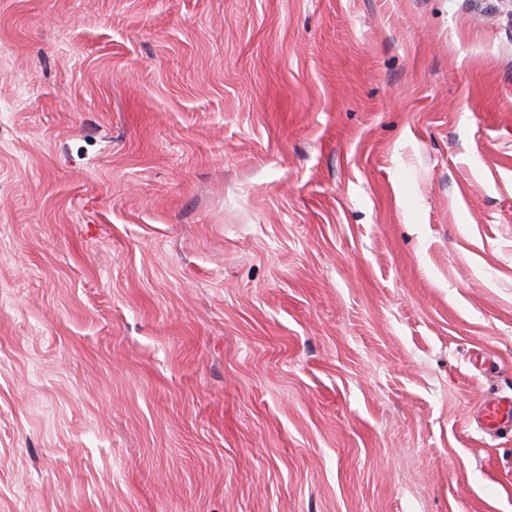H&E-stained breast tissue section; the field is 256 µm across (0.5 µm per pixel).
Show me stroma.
I'll use <instances>...</instances> for the list:
<instances>
[{
    "label": "stroma",
    "mask_w": 512,
    "mask_h": 512,
    "mask_svg": "<svg viewBox=\"0 0 512 512\" xmlns=\"http://www.w3.org/2000/svg\"><path fill=\"white\" fill-rule=\"evenodd\" d=\"M512 0H0V512H512ZM481 420L487 428H496L512 421V400L508 403L492 402L484 408Z\"/></svg>",
    "instance_id": "obj_1"
}]
</instances>
